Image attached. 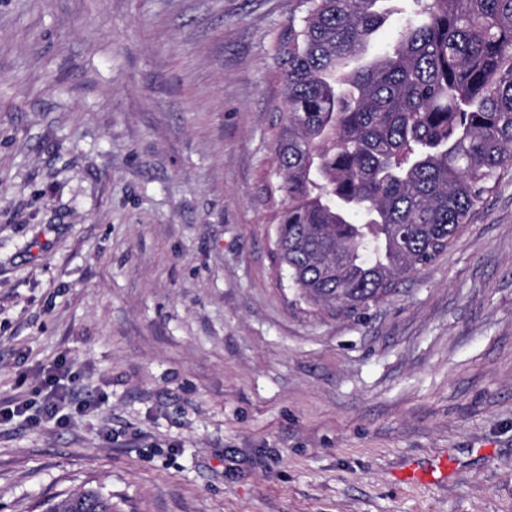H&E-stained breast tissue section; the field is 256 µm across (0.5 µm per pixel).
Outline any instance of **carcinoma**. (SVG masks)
Segmentation results:
<instances>
[{
	"label": "carcinoma",
	"instance_id": "1",
	"mask_svg": "<svg viewBox=\"0 0 512 512\" xmlns=\"http://www.w3.org/2000/svg\"><path fill=\"white\" fill-rule=\"evenodd\" d=\"M278 63L279 278L361 317L435 264L512 172V0H302ZM45 512H113L83 487Z\"/></svg>",
	"mask_w": 512,
	"mask_h": 512
}]
</instances>
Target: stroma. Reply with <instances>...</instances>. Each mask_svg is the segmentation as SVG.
Here are the masks:
<instances>
[{"label": "stroma", "instance_id": "obj_1", "mask_svg": "<svg viewBox=\"0 0 512 512\" xmlns=\"http://www.w3.org/2000/svg\"><path fill=\"white\" fill-rule=\"evenodd\" d=\"M304 10L0 0V512H512L511 176L363 317L274 278ZM112 495L83 487L60 501H49L45 512H113Z\"/></svg>", "mask_w": 512, "mask_h": 512}]
</instances>
